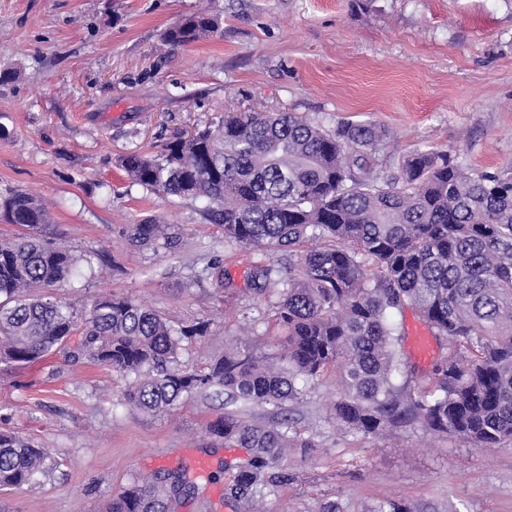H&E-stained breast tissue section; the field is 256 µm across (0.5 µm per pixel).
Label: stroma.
<instances>
[{
    "label": "stroma",
    "mask_w": 512,
    "mask_h": 512,
    "mask_svg": "<svg viewBox=\"0 0 512 512\" xmlns=\"http://www.w3.org/2000/svg\"><path fill=\"white\" fill-rule=\"evenodd\" d=\"M206 9L213 36L171 46L162 32ZM0 193L47 208L39 235L84 258L61 289L82 305L129 298L175 325L205 321L178 366L203 370L228 347L281 352L270 298L249 291L265 249L239 250L207 223L201 201L158 199L131 185L119 155L155 151L176 133L229 112H297L328 124L373 119L400 163L429 146L475 171L512 160V0H0ZM155 217L170 239L138 248L128 229ZM221 261L230 286L202 272ZM125 376L63 354L0 369V429L47 448L54 473L0 489V512H111L112 498L160 472L194 486L174 512H244L224 485L250 456L209 424L240 406L207 391L168 414L141 412ZM333 379L308 387L293 412L308 448H293L287 485L262 512H317L334 501L368 512L383 498L413 512H512V447L469 448L409 427L351 434L330 405Z\"/></svg>",
    "instance_id": "stroma-1"
}]
</instances>
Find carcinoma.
I'll list each match as a JSON object with an SVG mask.
<instances>
[{
	"label": "carcinoma",
	"instance_id": "1",
	"mask_svg": "<svg viewBox=\"0 0 512 512\" xmlns=\"http://www.w3.org/2000/svg\"><path fill=\"white\" fill-rule=\"evenodd\" d=\"M218 18L190 15L166 28L173 46L218 31ZM388 131L374 120L326 127L296 112L244 111L164 143L155 155L119 157L131 183L156 197L204 202L202 216L239 248L284 253L253 270L250 290L277 293L284 333L279 356L229 348L204 371L174 366L185 339L209 324L175 328L128 298L77 309L46 294L65 286L82 258L24 234L0 241V365L31 366L79 337L77 354L130 378L128 403L171 412L217 387L245 405H268L264 425L226 413L212 435L248 448L224 496L246 512L288 484L279 463L309 448L286 405L307 384L336 373V422L382 435L418 425L472 448L512 443V163L474 172L447 150L417 148L382 167ZM0 219L35 229L48 214L32 195L0 197ZM162 225L130 228L138 247L157 248ZM412 308L448 356L424 385L401 356L395 317ZM55 461L45 448L0 431V489L31 488ZM181 477L134 482L112 512H169Z\"/></svg>",
	"mask_w": 512,
	"mask_h": 512
}]
</instances>
